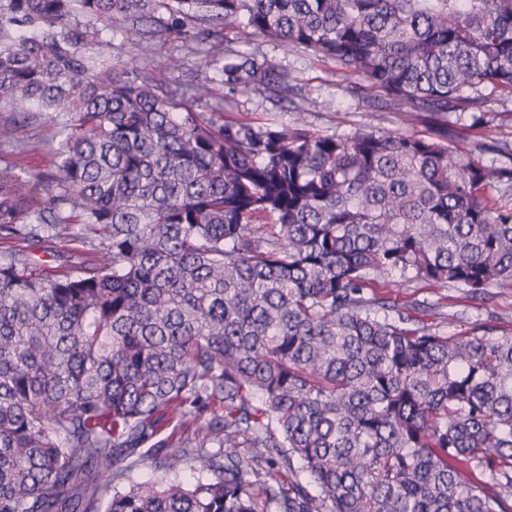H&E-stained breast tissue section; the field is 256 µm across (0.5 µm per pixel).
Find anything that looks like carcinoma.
I'll list each match as a JSON object with an SVG mask.
<instances>
[{"mask_svg": "<svg viewBox=\"0 0 512 512\" xmlns=\"http://www.w3.org/2000/svg\"><path fill=\"white\" fill-rule=\"evenodd\" d=\"M241 19L428 135L195 111L288 92L256 53L175 84L99 58ZM481 86L512 96V0H0V104L67 130L48 202L0 167V239L88 245L54 277L0 253V512H512V335L382 290H512V150L449 120Z\"/></svg>", "mask_w": 512, "mask_h": 512, "instance_id": "carcinoma-1", "label": "carcinoma"}]
</instances>
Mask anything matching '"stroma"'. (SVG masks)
Listing matches in <instances>:
<instances>
[{
  "mask_svg": "<svg viewBox=\"0 0 512 512\" xmlns=\"http://www.w3.org/2000/svg\"><path fill=\"white\" fill-rule=\"evenodd\" d=\"M231 35L233 49L263 55L274 69L292 72L294 82L283 97L232 92L225 86H217L216 93L223 100L225 116L272 127L289 125L300 118L321 134L349 133L358 129L387 132L402 128L411 134H426L423 117H416L406 125L396 110L353 96L348 89L349 78L335 62L309 51L284 50L242 24L237 25ZM109 39L107 52L115 70L136 65L167 82L214 76L215 61L226 57L224 46L201 51L193 41L182 38H155L146 52L125 42L120 29H113ZM484 93L488 97L486 123L462 133L464 147L493 142L512 148V97L489 87ZM18 121L25 124L26 144L19 149L12 143L0 141V165L13 162L28 174L50 180L56 173L55 152L63 138L60 125L34 107L24 116L5 109L0 111V123ZM81 250L80 242L69 240L42 241L29 248L40 269L51 275L66 270L69 257L78 255ZM414 294L427 304L420 313L421 318L438 325L444 334L466 331L473 321L486 318L491 319L498 333L512 334V292L478 301L460 291L421 283ZM443 312L457 314V322H442L439 315Z\"/></svg>",
  "mask_w": 512,
  "mask_h": 512,
  "instance_id": "stroma-1",
  "label": "stroma"
}]
</instances>
